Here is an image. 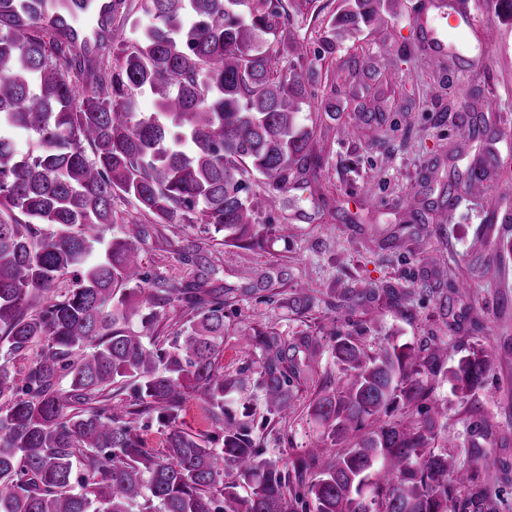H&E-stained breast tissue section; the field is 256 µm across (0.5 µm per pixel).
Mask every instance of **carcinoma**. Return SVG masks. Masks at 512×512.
<instances>
[{"mask_svg":"<svg viewBox=\"0 0 512 512\" xmlns=\"http://www.w3.org/2000/svg\"><path fill=\"white\" fill-rule=\"evenodd\" d=\"M0 0V512H453L468 494L497 512L477 471L446 450L435 397L459 399L490 367L481 348L448 364V343L376 349L358 336H296L271 328L254 378L226 372L224 307L234 289L174 282L143 271L146 230L118 218L121 196L156 224H203L224 244L258 234L246 177L267 180L269 201L321 166L298 123L312 70L278 67L302 46L280 34L282 0H147L135 39L112 9L82 37L67 17L31 0ZM394 0H340L336 35H352ZM86 75L72 82L70 73ZM151 93L159 111L139 112ZM35 138L21 152L13 135ZM288 269L259 274L242 295L273 293ZM315 303L296 290L288 304ZM174 305L182 317L161 342L144 329ZM141 324L142 330L134 329ZM35 351L26 369L14 360ZM331 352L336 383L308 405L313 447L264 455L231 397L252 383L265 410L292 413L290 383ZM134 387L138 409L120 399ZM211 434L179 424L190 397ZM163 432L146 447L138 422Z\"/></svg>","mask_w":512,"mask_h":512,"instance_id":"carcinoma-1","label":"carcinoma"}]
</instances>
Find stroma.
Segmentation results:
<instances>
[{
	"label": "stroma",
	"instance_id": "obj_1",
	"mask_svg": "<svg viewBox=\"0 0 512 512\" xmlns=\"http://www.w3.org/2000/svg\"><path fill=\"white\" fill-rule=\"evenodd\" d=\"M467 2L479 29L467 33L450 59L421 48L430 32L448 33L428 0H394L381 21L340 40L332 29L338 0H283L291 17L284 36L304 40L305 65L322 74L301 113L313 130L320 169L310 187L289 188L274 203L263 178L251 176L250 196L263 226L252 246L216 244L200 224L149 222L141 258L144 271L191 281L198 266L180 250L194 242L211 264L213 287L246 286L257 269H289L278 296L261 291L225 307L222 364L228 372L256 370L259 352L242 339L260 327L288 337L352 334L373 348L389 336L414 343L434 336L447 341L452 360L470 346L485 347L491 366L470 399L456 398L445 383L436 393L448 406V444L456 450L468 445L472 407L491 424L481 445L509 470L483 473V488L499 512H512V222L500 221L512 212V152L492 150L488 139L492 132L512 138V22L498 18L490 0ZM463 100L484 125V137L469 139L455 117L440 119V110ZM478 159L494 160L493 173L459 184L453 206L439 207L449 184ZM425 209L447 226V239L430 237L416 223V212ZM340 212L352 223L338 221ZM390 237L397 245L388 249ZM487 263L495 268L489 280L479 275ZM439 269L467 280L462 294L443 300L425 289ZM389 285L413 293L391 304L382 295ZM297 289L315 297L311 311L288 306ZM475 320L484 327L477 336L469 332ZM332 369L331 357L323 356L316 373L299 384L295 410L285 419L264 421L260 392L242 393L241 403L255 415L252 437L266 456L287 460L291 449L315 439L306 407Z\"/></svg>",
	"mask_w": 512,
	"mask_h": 512
}]
</instances>
